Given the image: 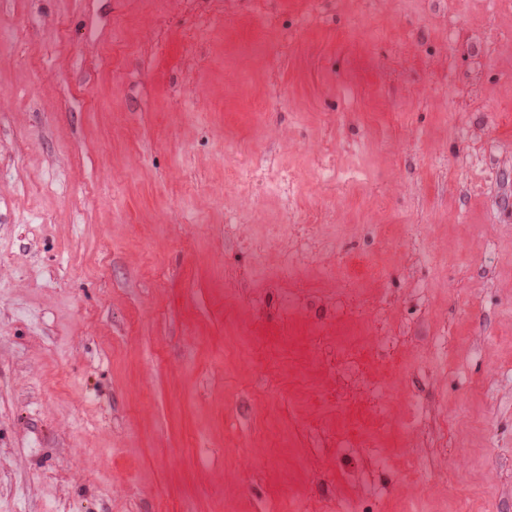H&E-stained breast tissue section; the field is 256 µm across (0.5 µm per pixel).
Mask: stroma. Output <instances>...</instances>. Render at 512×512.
<instances>
[{
  "label": "stroma",
  "mask_w": 512,
  "mask_h": 512,
  "mask_svg": "<svg viewBox=\"0 0 512 512\" xmlns=\"http://www.w3.org/2000/svg\"><path fill=\"white\" fill-rule=\"evenodd\" d=\"M462 504L512 512V0H0V512Z\"/></svg>",
  "instance_id": "obj_1"
}]
</instances>
